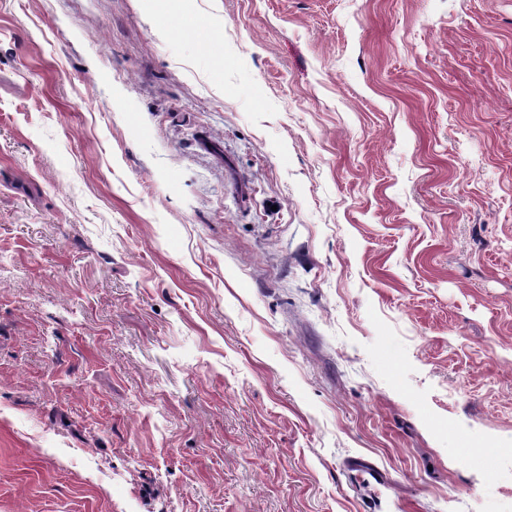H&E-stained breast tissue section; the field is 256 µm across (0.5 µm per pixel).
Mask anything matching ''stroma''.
<instances>
[{"label": "stroma", "instance_id": "35a3bbf8", "mask_svg": "<svg viewBox=\"0 0 512 512\" xmlns=\"http://www.w3.org/2000/svg\"><path fill=\"white\" fill-rule=\"evenodd\" d=\"M432 418L512 449V0H0V512L512 505Z\"/></svg>", "mask_w": 512, "mask_h": 512}]
</instances>
